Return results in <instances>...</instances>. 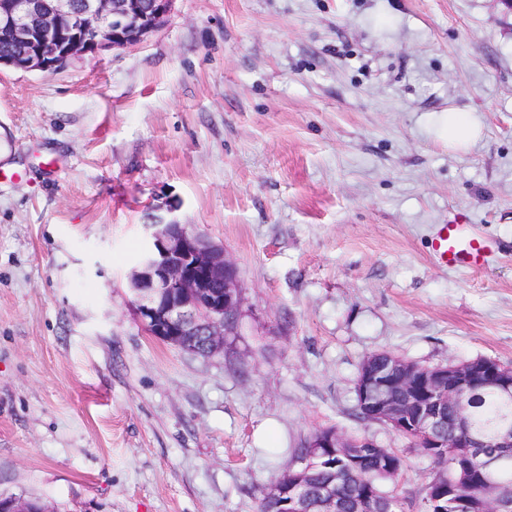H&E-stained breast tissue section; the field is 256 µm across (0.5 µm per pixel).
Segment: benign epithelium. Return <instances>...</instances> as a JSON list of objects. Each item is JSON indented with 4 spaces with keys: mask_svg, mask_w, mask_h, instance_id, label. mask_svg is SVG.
Returning a JSON list of instances; mask_svg holds the SVG:
<instances>
[{
    "mask_svg": "<svg viewBox=\"0 0 512 512\" xmlns=\"http://www.w3.org/2000/svg\"><path fill=\"white\" fill-rule=\"evenodd\" d=\"M173 0H53L47 8L40 0H0V36L23 48L20 57H0V67L43 71L65 64L76 55L95 54L142 42L156 31L172 9ZM150 207L144 224L153 248L132 271L129 288L136 319L151 336L186 350L185 340L205 337L213 352L224 350V337L237 327L242 298L238 271L226 260L224 248L192 231L174 216L176 208ZM404 394L394 395L387 374L372 372L361 398L373 420L407 435L420 448H438L435 435L448 421L450 400L475 399L486 385L512 397V367L493 359L448 362L434 367L404 366ZM311 448H374V440H352L338 432L328 438L318 433ZM456 454L479 460L483 484L491 495L492 512H512V484L502 480L512 465V427L493 440L474 435L466 415L458 417ZM309 458L298 469L268 489L287 495L299 488Z\"/></svg>",
    "mask_w": 512,
    "mask_h": 512,
    "instance_id": "obj_1",
    "label": "benign epithelium"
}]
</instances>
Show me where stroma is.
I'll list each match as a JSON object with an SVG mask.
<instances>
[{
	"label": "stroma",
	"instance_id": "stroma-1",
	"mask_svg": "<svg viewBox=\"0 0 512 512\" xmlns=\"http://www.w3.org/2000/svg\"><path fill=\"white\" fill-rule=\"evenodd\" d=\"M481 134L448 148L438 117ZM0 493L53 512H257L318 431L432 462L354 419L379 350L512 367V5L174 0L130 48L0 68ZM222 245V353L149 336L129 278L148 206ZM496 250L440 266L439 225Z\"/></svg>",
	"mask_w": 512,
	"mask_h": 512
}]
</instances>
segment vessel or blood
Instances as JSON below:
<instances>
[{"instance_id":"obj_1","label":"vessel or blood","mask_w":512,"mask_h":512,"mask_svg":"<svg viewBox=\"0 0 512 512\" xmlns=\"http://www.w3.org/2000/svg\"><path fill=\"white\" fill-rule=\"evenodd\" d=\"M491 252V243L478 236L473 225L456 219L439 227L432 244L435 260L445 267L477 269Z\"/></svg>"}]
</instances>
